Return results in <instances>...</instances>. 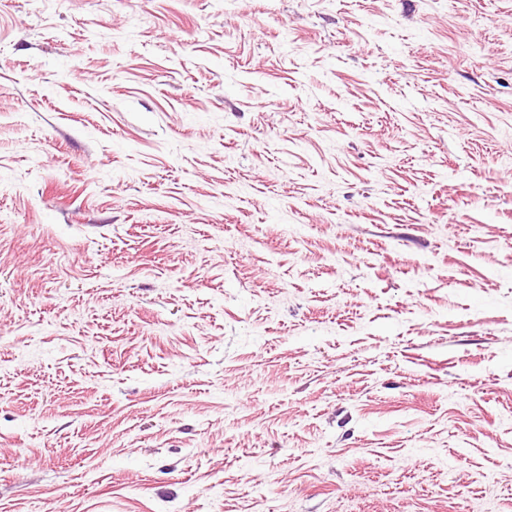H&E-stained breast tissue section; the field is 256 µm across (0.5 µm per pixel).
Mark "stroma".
<instances>
[{
	"label": "stroma",
	"instance_id": "stroma-1",
	"mask_svg": "<svg viewBox=\"0 0 512 512\" xmlns=\"http://www.w3.org/2000/svg\"><path fill=\"white\" fill-rule=\"evenodd\" d=\"M0 512H512V0H0Z\"/></svg>",
	"mask_w": 512,
	"mask_h": 512
}]
</instances>
